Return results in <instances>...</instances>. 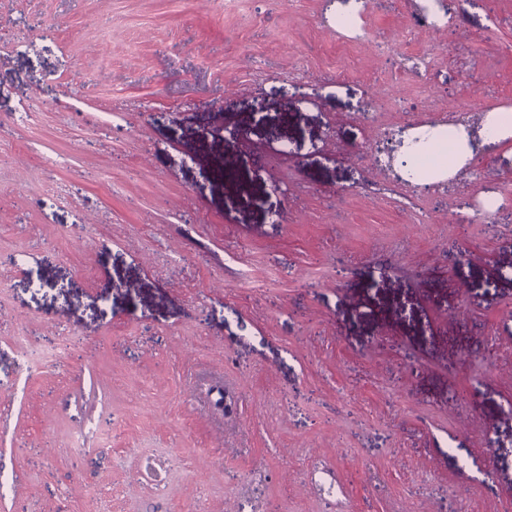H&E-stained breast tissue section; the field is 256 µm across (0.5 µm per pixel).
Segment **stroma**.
I'll return each instance as SVG.
<instances>
[{
    "label": "stroma",
    "instance_id": "35a3bbf8",
    "mask_svg": "<svg viewBox=\"0 0 512 512\" xmlns=\"http://www.w3.org/2000/svg\"><path fill=\"white\" fill-rule=\"evenodd\" d=\"M414 8L0 0V512H512V152L384 150L512 0ZM440 132H446V134L449 133L454 138V141L452 142L453 154L451 159L448 163L442 164L441 169L437 173H435L434 170L426 177L415 175L413 170L415 169L416 153L422 150L426 144L434 137H437ZM415 137H420V141L413 143V139ZM415 137L404 143L402 147V157L407 159L408 165L406 160H401L400 165L404 167L409 174H412L414 179L425 184L438 182L447 177H453L460 169L466 165L467 160L473 153L470 136L465 132L462 125L458 127L448 125L447 131L444 129L438 130L431 129L430 127H424ZM427 138V143H422Z\"/></svg>",
    "mask_w": 512,
    "mask_h": 512
}]
</instances>
